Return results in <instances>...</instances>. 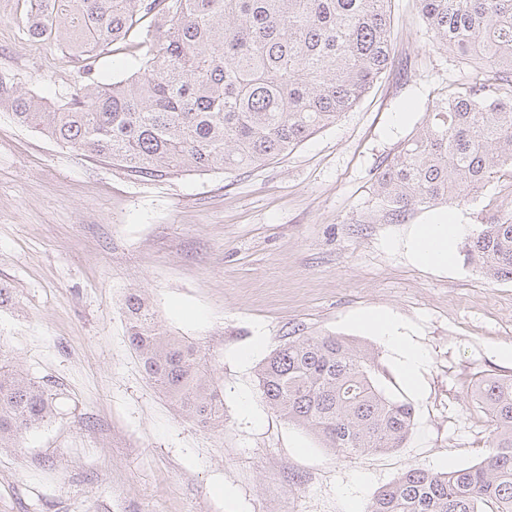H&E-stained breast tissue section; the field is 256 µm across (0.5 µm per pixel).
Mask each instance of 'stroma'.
<instances>
[{"label": "stroma", "mask_w": 512, "mask_h": 512, "mask_svg": "<svg viewBox=\"0 0 512 512\" xmlns=\"http://www.w3.org/2000/svg\"><path fill=\"white\" fill-rule=\"evenodd\" d=\"M22 13L0 0V75L71 99L81 58L29 41ZM391 40L385 74L351 110L246 171L138 179L0 110V350L56 394L52 421L0 450V512H366L411 465L487 456L490 420L465 396L512 376V282L465 261L463 236L447 269L420 266L409 236L512 206V175L468 204L388 220L373 194L386 160L429 102L475 76L433 46L417 0H392ZM135 290L215 368L223 427H202L146 376L123 314ZM368 311L422 354L415 379L362 326ZM293 333L373 348L385 394L415 410L403 448L339 460L263 402L255 369Z\"/></svg>", "instance_id": "stroma-1"}]
</instances>
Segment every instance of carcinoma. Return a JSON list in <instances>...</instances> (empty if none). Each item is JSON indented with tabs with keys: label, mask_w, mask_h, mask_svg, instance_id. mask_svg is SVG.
Masks as SVG:
<instances>
[{
	"label": "carcinoma",
	"mask_w": 512,
	"mask_h": 512,
	"mask_svg": "<svg viewBox=\"0 0 512 512\" xmlns=\"http://www.w3.org/2000/svg\"><path fill=\"white\" fill-rule=\"evenodd\" d=\"M433 45L480 71L426 106L417 132L377 178L390 220L459 205L512 167V0H418ZM21 26L84 61L86 82L48 104L0 77V108L56 141L155 180L257 166L349 111L385 71L391 0H25ZM141 35L119 81L96 76L113 42ZM467 260L512 279V209L475 225ZM127 336L155 387L204 427L224 399L200 348L160 330L141 293L124 301ZM375 354L333 334L297 336L256 369L262 400L314 432L338 459L395 451L412 404L379 387ZM468 402L490 419V451L472 466H418L382 487L366 512H512V377H482ZM55 411L51 390L0 353V448Z\"/></svg>",
	"instance_id": "obj_1"
}]
</instances>
